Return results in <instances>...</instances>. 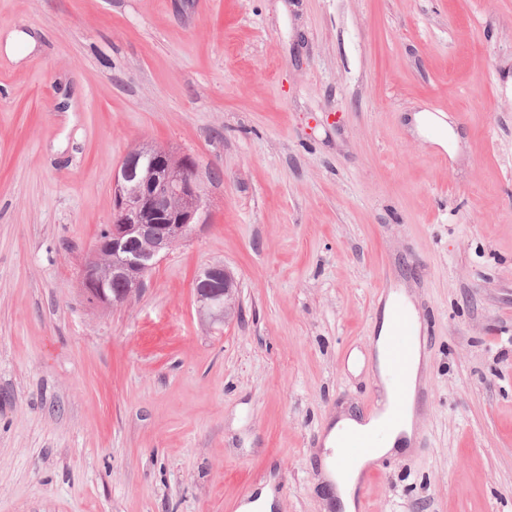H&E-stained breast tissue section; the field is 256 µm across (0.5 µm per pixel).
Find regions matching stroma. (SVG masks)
Returning <instances> with one entry per match:
<instances>
[{
  "label": "stroma",
  "mask_w": 512,
  "mask_h": 512,
  "mask_svg": "<svg viewBox=\"0 0 512 512\" xmlns=\"http://www.w3.org/2000/svg\"><path fill=\"white\" fill-rule=\"evenodd\" d=\"M142 142L197 158L207 222L103 308L81 270ZM386 286L427 365L368 512H512V0H0V512H227L270 482L324 512ZM201 280L200 285L195 290L197 302L199 303L198 312L200 315L208 317L213 323L224 322L228 315L229 307L235 308L234 278L223 266L216 265L208 268Z\"/></svg>",
  "instance_id": "obj_1"
}]
</instances>
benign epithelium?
<instances>
[{
	"mask_svg": "<svg viewBox=\"0 0 512 512\" xmlns=\"http://www.w3.org/2000/svg\"><path fill=\"white\" fill-rule=\"evenodd\" d=\"M144 152L132 149L112 178V222L95 246L97 268L122 278L126 287L107 295L98 292L91 300L99 305L128 302L143 285L151 268L179 241L188 238L202 223L203 190L199 163L190 155L149 148L147 171L139 170ZM143 242L135 257L120 251L133 242ZM234 278L220 265L208 268L196 289L198 312L212 322H223L236 306Z\"/></svg>",
	"mask_w": 512,
	"mask_h": 512,
	"instance_id": "7a95c632",
	"label": "benign epithelium"
}]
</instances>
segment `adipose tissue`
<instances>
[{"instance_id": "adipose-tissue-1", "label": "adipose tissue", "mask_w": 512, "mask_h": 512, "mask_svg": "<svg viewBox=\"0 0 512 512\" xmlns=\"http://www.w3.org/2000/svg\"><path fill=\"white\" fill-rule=\"evenodd\" d=\"M414 393L405 397L389 394V402H403L404 411L401 420L394 429L383 436L377 435L376 429L381 422L380 417H359L353 414L341 416L336 424L331 426L324 438L326 455L324 468L330 485L335 490L341 512H355L357 508V488L363 471L376 464L381 458L408 450L414 441ZM358 431L372 438L371 450L363 456L351 459L348 466L342 469L334 468L333 462L343 451L340 437L343 433Z\"/></svg>"}]
</instances>
